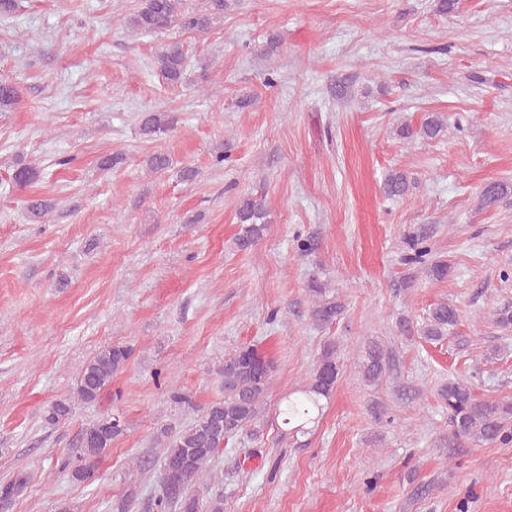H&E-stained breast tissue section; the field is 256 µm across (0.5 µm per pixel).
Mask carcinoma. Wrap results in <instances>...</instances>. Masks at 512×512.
<instances>
[{
    "mask_svg": "<svg viewBox=\"0 0 512 512\" xmlns=\"http://www.w3.org/2000/svg\"><path fill=\"white\" fill-rule=\"evenodd\" d=\"M227 0H203L202 6L188 8L185 0H137L133 12L123 18L124 24L144 33L164 34L175 27L183 30L204 32L224 18ZM157 70L166 83L182 82L187 67V55L177 41L161 47L157 58ZM176 118L165 112H146L140 119V134L153 138L175 128ZM443 130V123L428 118L414 128L408 124L399 129L404 138L434 139ZM39 176L35 167L18 166L12 175L17 186L31 183ZM384 193L389 197H401L409 190L408 176L393 171L385 178ZM505 193V186L491 182L481 191L480 202L493 207ZM52 210V204L36 199L27 205L28 219L41 222ZM265 194L250 195L242 199L237 219L241 229L236 245L246 249L263 237L268 223ZM430 236L422 228L408 236L406 244L411 250L406 262L425 267L426 274L435 281L448 277L450 266L444 259L433 254ZM313 304L311 317L322 325H330L342 314L343 306L335 299L326 298L324 288L314 282L309 285ZM456 307L438 303L429 309L421 335L428 340H440L448 328L458 321ZM131 355L127 346H106L99 350L79 369L77 396L85 403L95 401L112 378L126 364ZM390 356L376 342L368 343L358 357L356 368L363 382L376 385L389 369ZM275 371L274 362L254 346L241 347L224 357L218 374L224 386V399L209 405L191 425L174 435L167 443L163 458L159 490L152 503L156 512H168L171 506L179 512H224V499L220 496L203 500L194 489L210 471L221 448L239 433L255 429L263 422V405ZM340 375L335 347L328 344L318 357L308 384L288 393L277 407L282 424L301 431L318 418L322 411L321 400L330 397ZM442 405L448 410V426L451 438L466 439L475 443L512 444V401L505 398H479L466 382L450 379L438 391ZM72 408L59 400L46 410L45 421L51 425L69 419ZM123 432V426L100 418L82 432L79 439L80 453L65 456L60 468L68 470L72 478L85 481L92 478L94 460L112 447V441ZM30 477L17 474L12 480L0 485V500H13L29 486Z\"/></svg>",
    "mask_w": 512,
    "mask_h": 512,
    "instance_id": "carcinoma-1",
    "label": "carcinoma"
}]
</instances>
